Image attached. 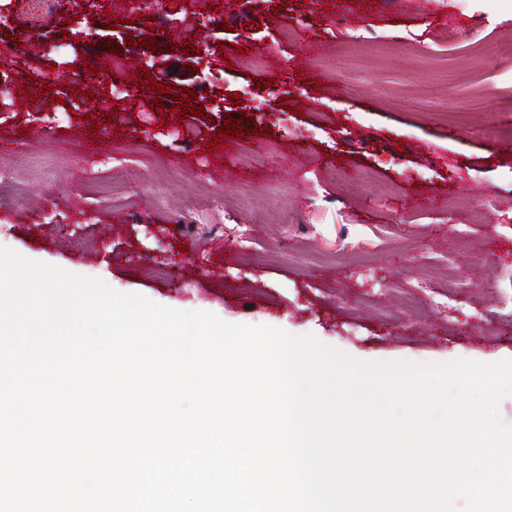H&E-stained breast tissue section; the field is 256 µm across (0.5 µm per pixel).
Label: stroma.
<instances>
[{
	"mask_svg": "<svg viewBox=\"0 0 512 512\" xmlns=\"http://www.w3.org/2000/svg\"><path fill=\"white\" fill-rule=\"evenodd\" d=\"M429 2L422 15L399 0H265L257 13L164 0L166 25H140L170 33L159 83L205 109L184 118L138 95L119 96L116 115L84 111L108 82L74 62L109 38L69 44L54 0H0L29 62L0 57L14 78L0 138L17 144L0 164L23 182L0 192V246L168 307L311 333L360 361L512 359V62L448 40L460 28L511 41L512 0ZM306 38L324 51H297ZM185 43L208 45L204 70L176 53ZM50 72L56 94L32 93ZM226 114L239 138L217 134ZM167 118L191 139L160 134ZM97 125L114 168L85 146ZM35 128L44 141L27 146Z\"/></svg>",
	"mask_w": 512,
	"mask_h": 512,
	"instance_id": "stroma-1",
	"label": "stroma"
}]
</instances>
